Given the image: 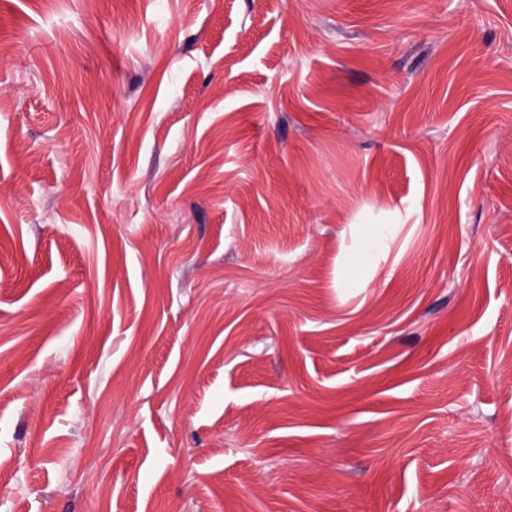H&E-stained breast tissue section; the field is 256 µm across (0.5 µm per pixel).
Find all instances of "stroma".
Instances as JSON below:
<instances>
[{
    "mask_svg": "<svg viewBox=\"0 0 512 512\" xmlns=\"http://www.w3.org/2000/svg\"><path fill=\"white\" fill-rule=\"evenodd\" d=\"M0 512H512V0H0Z\"/></svg>",
    "mask_w": 512,
    "mask_h": 512,
    "instance_id": "stroma-1",
    "label": "stroma"
}]
</instances>
